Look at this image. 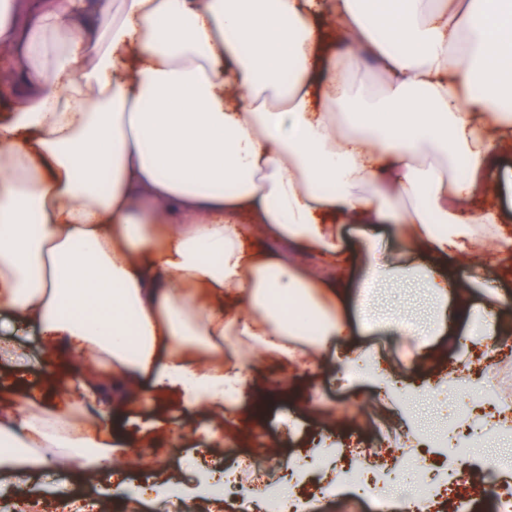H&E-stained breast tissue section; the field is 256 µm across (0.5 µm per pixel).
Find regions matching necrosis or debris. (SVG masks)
I'll return each instance as SVG.
<instances>
[{
  "mask_svg": "<svg viewBox=\"0 0 512 512\" xmlns=\"http://www.w3.org/2000/svg\"><path fill=\"white\" fill-rule=\"evenodd\" d=\"M448 391L485 407V414L452 417L429 429L404 411L397 422L376 425L375 442L323 432L316 447L286 461L241 447L230 461L212 465V497L219 504L234 501L238 512H310L311 498L297 494L294 482L311 476L317 495L338 494L369 512H435L446 492L462 500L489 494L497 499L499 512H512V455L486 450L490 443L512 441V396L502 391L491 365L480 369L474 381L450 372L447 386L431 393ZM389 448L402 451L400 464L392 469L381 461ZM465 458L481 462L480 483H465L459 469Z\"/></svg>",
  "mask_w": 512,
  "mask_h": 512,
  "instance_id": "1",
  "label": "necrosis or debris"
}]
</instances>
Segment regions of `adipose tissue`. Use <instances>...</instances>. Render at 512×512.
Masks as SVG:
<instances>
[{
	"label": "adipose tissue",
	"instance_id": "ef3b65f1",
	"mask_svg": "<svg viewBox=\"0 0 512 512\" xmlns=\"http://www.w3.org/2000/svg\"><path fill=\"white\" fill-rule=\"evenodd\" d=\"M0 0V313L38 327L50 406L0 408V477L143 465L113 428L179 392L224 430L258 363L311 368L353 330L433 347L372 289H426L436 322L473 305L443 274L512 258L491 178L512 148V0ZM381 85L357 87L364 61ZM397 235L404 257L373 243ZM317 255L320 267L304 261ZM96 403L89 412L88 403Z\"/></svg>",
	"mask_w": 512,
	"mask_h": 512
}]
</instances>
